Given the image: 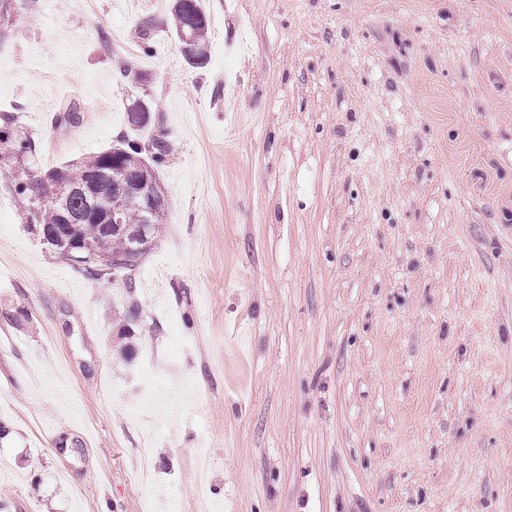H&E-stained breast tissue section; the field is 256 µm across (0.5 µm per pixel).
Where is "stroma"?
Returning a JSON list of instances; mask_svg holds the SVG:
<instances>
[{"instance_id": "1", "label": "stroma", "mask_w": 512, "mask_h": 512, "mask_svg": "<svg viewBox=\"0 0 512 512\" xmlns=\"http://www.w3.org/2000/svg\"><path fill=\"white\" fill-rule=\"evenodd\" d=\"M203 6L195 69L172 0H0L32 171L173 145L97 280L0 160V512H512V0ZM79 248L80 249L76 250L79 254V256H77L76 259L78 260L77 264L82 265V267H78V266L77 267L79 269H82L87 276L96 278V279L101 278L102 275L106 274L105 273L106 271L111 270V269L113 272L129 271L128 269H131L130 266L133 262H135V259L137 258V255L139 254V252L144 249L142 246H138L137 248L134 249L133 255L130 258H127L124 260H114L112 263V267H107L106 269H104L100 266L83 267L84 261H89V260H92L93 258H95L94 251L85 246L79 247ZM84 253H87L88 256H82V254H84ZM140 261L133 264V269H131V270H134L138 266Z\"/></svg>"}]
</instances>
